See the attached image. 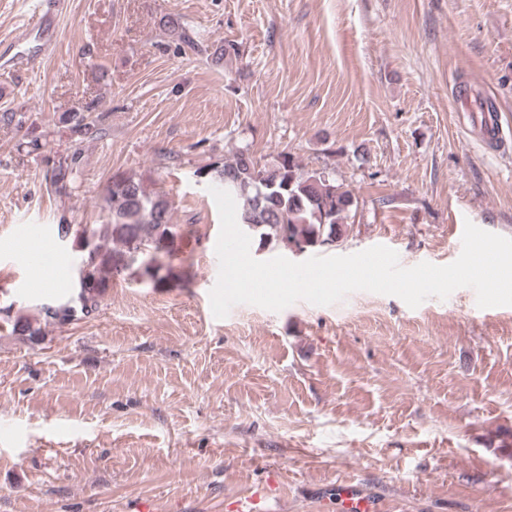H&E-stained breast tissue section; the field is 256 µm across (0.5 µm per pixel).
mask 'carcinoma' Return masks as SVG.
<instances>
[{
	"mask_svg": "<svg viewBox=\"0 0 512 512\" xmlns=\"http://www.w3.org/2000/svg\"><path fill=\"white\" fill-rule=\"evenodd\" d=\"M73 129L84 135L96 134L97 125L82 112L68 117ZM213 181L242 201L240 226L254 227L260 241L280 247L296 245L307 252L339 241L345 233V219L355 204L351 190L336 182L327 171H308L289 153H281L271 165L259 164L249 153L237 152L224 162L201 168ZM106 202L112 220L90 225V241L82 229L57 225V237H65L80 258L78 292L55 305H43L38 317L20 314L12 320L11 333L37 343L42 339L41 323L66 325L79 316H89L112 287V277L135 268L138 277L163 282L158 272L161 257H170L193 230L172 222L168 199L161 193H147L132 176L115 177ZM152 249L145 264L141 247Z\"/></svg>",
	"mask_w": 512,
	"mask_h": 512,
	"instance_id": "obj_1",
	"label": "carcinoma"
}]
</instances>
